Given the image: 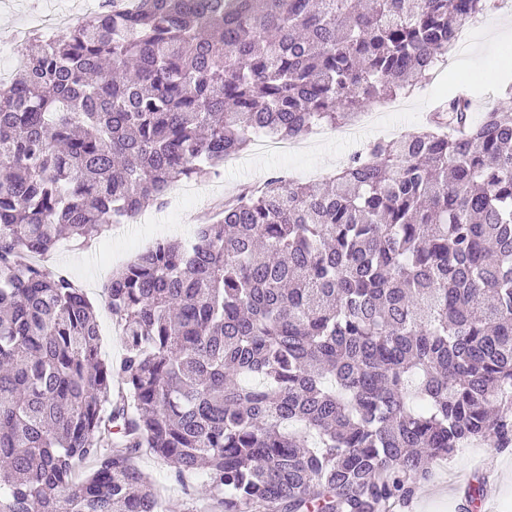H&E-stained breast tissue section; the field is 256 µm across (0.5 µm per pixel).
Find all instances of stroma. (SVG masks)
<instances>
[{
    "instance_id": "stroma-1",
    "label": "stroma",
    "mask_w": 512,
    "mask_h": 512,
    "mask_svg": "<svg viewBox=\"0 0 512 512\" xmlns=\"http://www.w3.org/2000/svg\"><path fill=\"white\" fill-rule=\"evenodd\" d=\"M102 2L0 0V77L8 76L18 64L14 39L20 30L37 18L49 16L59 20V33H66L98 12ZM511 49L512 11L504 6L492 7L461 38L456 51L446 56L431 81L410 93L405 115L382 112L380 129H393L400 135L418 130L438 100L463 86L473 90L479 112L495 106L512 108V97L504 94L505 87L512 84V67L500 66ZM305 142L292 167L252 151L244 153L238 169L199 180L191 193L169 194L164 208L148 205L136 219L114 226L110 236L93 242L90 248L67 242L45 259L46 267L67 272L97 306L103 358L116 363L123 356L122 339L105 308L104 285L112 269L134 259L158 240L189 242L213 191H228L281 172L300 182L326 179L365 145L361 139L342 143L334 131L326 128L314 130ZM139 464L164 494L167 512H192L202 493L204 476L183 483L170 466L152 456L142 457ZM487 474L496 482V493L489 503L491 512H512V450L499 452L481 442L470 443L451 458L436 462L430 478L419 484L412 499L396 512H463L462 491L467 482Z\"/></svg>"
}]
</instances>
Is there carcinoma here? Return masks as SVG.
Here are the masks:
<instances>
[{
  "mask_svg": "<svg viewBox=\"0 0 512 512\" xmlns=\"http://www.w3.org/2000/svg\"><path fill=\"white\" fill-rule=\"evenodd\" d=\"M488 0H131L0 80V512H393L471 441L512 448V112L468 90L331 185L285 175L110 274L105 236L261 131L300 140L432 75ZM139 464L164 494L166 512H192L196 500L202 494L205 476L194 477L182 484L170 466L150 455H144Z\"/></svg>",
  "mask_w": 512,
  "mask_h": 512,
  "instance_id": "1",
  "label": "carcinoma"
}]
</instances>
